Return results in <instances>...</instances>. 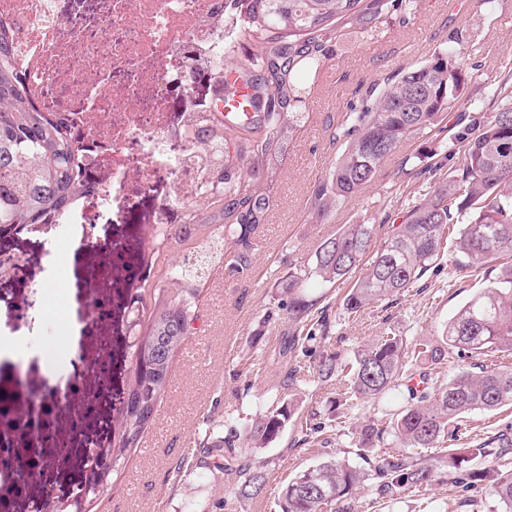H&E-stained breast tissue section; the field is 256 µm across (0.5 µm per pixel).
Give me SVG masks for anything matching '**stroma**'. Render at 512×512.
<instances>
[{
    "instance_id": "stroma-1",
    "label": "stroma",
    "mask_w": 512,
    "mask_h": 512,
    "mask_svg": "<svg viewBox=\"0 0 512 512\" xmlns=\"http://www.w3.org/2000/svg\"><path fill=\"white\" fill-rule=\"evenodd\" d=\"M453 32L461 37L468 63L479 67L460 111L494 109L495 87L505 77L501 63L512 57V0H474L469 6H454L450 0H415L411 11L390 16L377 29L367 32L362 25H351L331 45L319 78L301 106L305 119L273 158L272 174L257 183L269 206L254 235L248 271L236 277L222 267L208 272L195 299L196 331L173 364L169 391L155 421L132 451L119 480L100 494L94 512H279L278 494L289 478L332 456L357 461V450L350 445L354 428L369 421L387 424L400 392H393L388 400L339 409L335 402L343 387L336 380H320L308 368L300 385L289 389L281 384V366L263 365L259 359L273 355L294 330L280 281L296 267L312 266L319 245L346 225L374 216L382 221L378 237H385L401 223L403 205L423 183L429 163H447V147H433L427 137L416 135L383 160L375 180L358 195L322 218L312 206L314 190L327 179L339 154L331 134L345 121L350 105L387 75L447 48ZM172 190L173 180L165 175L150 180L148 188L132 187L127 207L103 213L94 236L73 244L74 260L60 264L58 285L49 292L43 289L48 279L44 244L52 237V227L42 224L0 239L1 247L24 260L21 274L0 277V335L10 334L13 309L22 305L27 309L23 336L36 344L68 321L71 304H78L84 331L74 360L97 399L94 428L102 435L117 412L131 364L126 334L128 291L109 269L108 253L121 250L137 261L149 256L158 218L170 224L183 220L182 211H160ZM461 260L460 254L446 250L440 266L429 270L407 295L389 306L371 305L354 320L341 308L346 285L310 280L305 295L324 308L329 325L318 352L338 351L353 357L386 327L411 340L438 335L490 280L485 271L462 266ZM94 282L108 284L112 294V320L102 325L86 314ZM270 309L275 312L271 318L266 315ZM102 341L108 345L111 365V379L104 387L93 365ZM284 404L294 406V416L276 438L247 452L251 460L263 462L266 489L259 497L237 499L235 477L203 454L201 435L207 429L226 432L238 418H255ZM312 416L325 429L308 442L300 423ZM505 432L512 433V408L475 411L460 423L459 444L464 447ZM55 443V466L37 481L33 493L61 500L88 483L92 474L82 436L62 428ZM433 500L443 503L445 512H491L494 506L488 490L464 495L452 484L439 482L387 503L373 502L368 491H361L354 512H428Z\"/></svg>"
}]
</instances>
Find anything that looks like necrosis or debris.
<instances>
[{
    "label": "necrosis or debris",
    "mask_w": 512,
    "mask_h": 512,
    "mask_svg": "<svg viewBox=\"0 0 512 512\" xmlns=\"http://www.w3.org/2000/svg\"><path fill=\"white\" fill-rule=\"evenodd\" d=\"M58 0H0V18L14 31L13 52L31 102L63 114L85 150L88 170L107 189L69 212L54 227V241L92 235L95 220L112 207L114 190L139 177L164 172L174 191L164 202H185L202 167L198 151L168 120L170 88L184 85L188 60L224 61L222 20L230 0H105L95 23L81 13L60 15ZM126 73L115 82V73ZM87 399L81 377L39 399L38 415L52 430L57 407Z\"/></svg>",
    "instance_id": "necrosis-or-debris-1"
}]
</instances>
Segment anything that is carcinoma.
Listing matches in <instances>:
<instances>
[{
    "label": "carcinoma",
    "mask_w": 512,
    "mask_h": 512,
    "mask_svg": "<svg viewBox=\"0 0 512 512\" xmlns=\"http://www.w3.org/2000/svg\"><path fill=\"white\" fill-rule=\"evenodd\" d=\"M237 35L262 40L270 47L262 60L270 72L283 76L267 99L255 95L253 115L233 125L214 120L204 111L188 113L184 133L205 155L204 193L224 214V240L235 246L225 263L234 276L244 272L253 247L259 214L266 198L249 183H232L230 172L247 165L254 179L270 161L269 143L299 127L300 112H285L291 102L303 103L310 81L326 56L323 43L343 36L348 24L369 19L387 22L395 12L411 10V0H230ZM10 27L0 22V234L11 226L55 224L74 205L103 188L87 178L79 143L68 126L39 111L27 97V88L15 68L6 40ZM452 46L428 61L404 69L368 89L358 106L336 130L333 140L341 152L327 181L314 197L320 217L333 205L345 202L371 183L382 160L406 137L414 134L439 139L448 133V159L457 165L427 167L429 185L420 187L404 220L391 234L376 240V225L349 224L326 239L315 254L313 266L288 275L282 288L288 293V315L308 320L317 302L301 295L307 281L353 284L343 297L344 313L360 317L365 309L409 291L431 269L444 251L450 225L462 228L455 238L457 250L468 265L483 268L501 255L512 254V84L495 89L498 109L474 112L466 124L446 125L448 114L462 99L473 78L456 35ZM265 130L260 140L249 133ZM237 137L234 151L224 149L227 137ZM196 214L187 223L166 225L159 244L181 247L198 232ZM210 235L166 273L167 285L153 290L147 318L134 324L132 369L127 397L107 446L97 455L93 484L112 485L120 461L140 446L154 422L158 405L168 391L177 354L197 319L195 299L211 267L200 253ZM315 333L286 340L272 360L284 369L283 384L299 382L309 359L318 378L336 379L358 402L379 401L403 386L402 404L392 413L388 428L366 424L356 430L355 445L372 447L393 436L401 450L363 458L359 466L346 459L324 460L291 478L280 491L281 512H354L357 491L367 484L376 499L391 501L418 492L440 479L464 491L489 488L496 500L493 512H512V470L494 464L512 454V434L502 433L488 443L448 448L457 440L459 419L473 411L512 406V367L490 369L485 364L497 352H512V269L506 271L466 302L448 321L441 341H409L392 330L374 337L346 361L340 353L319 354ZM467 367L444 386H435L437 369L448 360L449 350ZM290 414L275 408L267 414L231 427L224 435L209 433L202 440L208 452L224 458V471L236 476V496L253 499L266 486L263 465L245 456L237 446L240 437L254 442L278 436ZM429 448L424 459L416 449ZM92 499L78 489L73 500L60 505L44 501L43 512H92Z\"/></svg>",
    "instance_id": "1"
}]
</instances>
